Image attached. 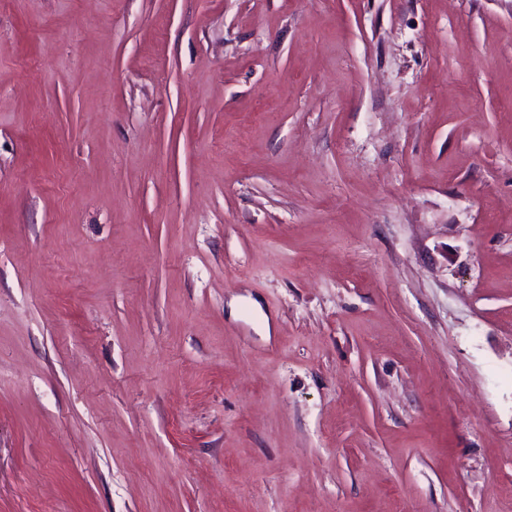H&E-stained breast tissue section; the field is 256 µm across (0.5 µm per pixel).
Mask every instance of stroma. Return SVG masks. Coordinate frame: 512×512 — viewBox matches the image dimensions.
I'll return each mask as SVG.
<instances>
[{
	"label": "stroma",
	"instance_id": "35a3bbf8",
	"mask_svg": "<svg viewBox=\"0 0 512 512\" xmlns=\"http://www.w3.org/2000/svg\"><path fill=\"white\" fill-rule=\"evenodd\" d=\"M0 512H512V0H0Z\"/></svg>",
	"mask_w": 512,
	"mask_h": 512
}]
</instances>
